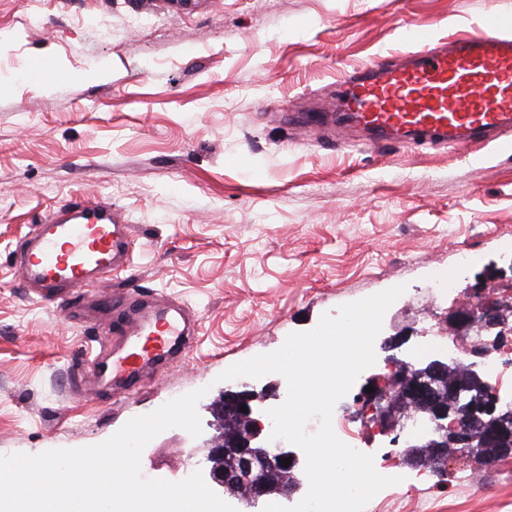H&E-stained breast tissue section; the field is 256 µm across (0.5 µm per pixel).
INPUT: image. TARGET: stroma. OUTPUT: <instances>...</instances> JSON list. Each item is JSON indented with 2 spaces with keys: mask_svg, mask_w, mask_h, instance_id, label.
Returning a JSON list of instances; mask_svg holds the SVG:
<instances>
[{
  "mask_svg": "<svg viewBox=\"0 0 512 512\" xmlns=\"http://www.w3.org/2000/svg\"><path fill=\"white\" fill-rule=\"evenodd\" d=\"M512 0H0V456L104 442L130 419L195 390L199 436L173 427L141 455L144 477L180 481L205 462L221 380L320 317L394 286L376 362L335 415L361 424L358 395L388 358L408 359L457 294L512 280V156L491 148L336 149L329 110L342 67L407 47V24L441 34ZM127 216L135 282L196 318L193 348L122 395L93 373L94 317L67 318L21 287L15 264L37 224L73 196ZM479 255L459 272L457 256ZM406 340L386 343L398 331ZM399 484L364 512H512V457L450 449L443 467L397 462Z\"/></svg>",
  "mask_w": 512,
  "mask_h": 512,
  "instance_id": "obj_1",
  "label": "stroma"
}]
</instances>
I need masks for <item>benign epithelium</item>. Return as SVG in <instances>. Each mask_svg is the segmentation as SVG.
I'll return each instance as SVG.
<instances>
[{
  "instance_id": "benign-epithelium-1",
  "label": "benign epithelium",
  "mask_w": 512,
  "mask_h": 512,
  "mask_svg": "<svg viewBox=\"0 0 512 512\" xmlns=\"http://www.w3.org/2000/svg\"><path fill=\"white\" fill-rule=\"evenodd\" d=\"M473 322L487 330L501 325L496 305L483 304L472 313ZM397 366L388 389L378 387L366 394L374 401L375 420L383 431L394 429L397 416L408 410L422 423V428L405 436L403 452L412 466H425L448 459L450 448H470L481 438L493 443L498 453L512 455V403L488 393V382L480 362L466 367V372L453 384L448 383L452 361L443 355L415 361L393 359ZM277 387L258 395L253 390L242 389L224 392L222 399L211 407L212 413L222 424L233 425L246 422L240 431L221 433L220 440L209 450L207 468L212 486L224 488L229 483L246 482L251 488L248 503L258 504L272 496L291 499L302 483H279L273 477L282 471H293L299 467L296 451L280 441H271L265 433L263 419L267 415L258 402L276 396ZM246 406L241 411L240 406ZM230 457L235 468L225 470L212 465L216 459ZM291 464H281L283 459Z\"/></svg>"
}]
</instances>
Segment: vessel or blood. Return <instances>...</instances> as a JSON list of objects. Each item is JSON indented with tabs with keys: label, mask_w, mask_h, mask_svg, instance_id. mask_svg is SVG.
Instances as JSON below:
<instances>
[{
	"label": "vessel or blood",
	"mask_w": 512,
	"mask_h": 512,
	"mask_svg": "<svg viewBox=\"0 0 512 512\" xmlns=\"http://www.w3.org/2000/svg\"><path fill=\"white\" fill-rule=\"evenodd\" d=\"M411 50L391 52L343 70L337 85L342 122L338 146L363 137L373 146L409 147L439 142L494 144L512 155V18L481 16L473 31L446 38L411 27ZM132 231L111 200H67L36 227L16 267L39 302L75 312L74 292L130 269ZM95 304L119 322L121 340L101 353L99 377L118 388L176 352L189 351V312L153 304L148 293L98 294Z\"/></svg>",
	"instance_id": "b4317fda"
}]
</instances>
